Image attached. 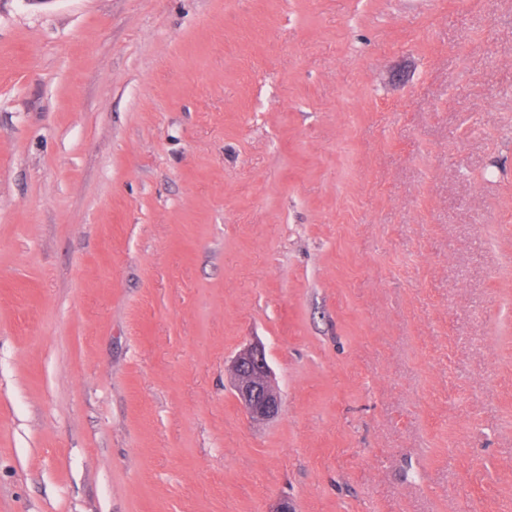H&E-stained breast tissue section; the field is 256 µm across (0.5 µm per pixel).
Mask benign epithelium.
<instances>
[{
	"mask_svg": "<svg viewBox=\"0 0 512 512\" xmlns=\"http://www.w3.org/2000/svg\"><path fill=\"white\" fill-rule=\"evenodd\" d=\"M234 399L254 421L276 416L281 396L272 377L263 345L251 344L241 349L232 360Z\"/></svg>",
	"mask_w": 512,
	"mask_h": 512,
	"instance_id": "benign-epithelium-1",
	"label": "benign epithelium"
}]
</instances>
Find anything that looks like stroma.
I'll list each match as a JSON object with an SVG mask.
<instances>
[{
  "instance_id": "stroma-1",
  "label": "stroma",
  "mask_w": 512,
  "mask_h": 512,
  "mask_svg": "<svg viewBox=\"0 0 512 512\" xmlns=\"http://www.w3.org/2000/svg\"><path fill=\"white\" fill-rule=\"evenodd\" d=\"M284 497L512 512V0H0V512ZM234 399L254 421L276 416L281 396L272 377L267 354L262 344L241 349L232 360Z\"/></svg>"
}]
</instances>
